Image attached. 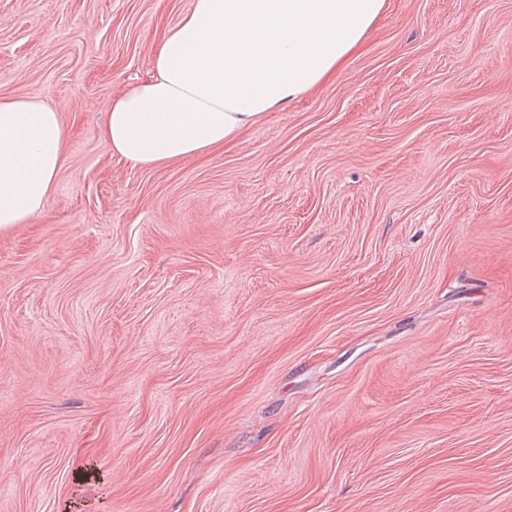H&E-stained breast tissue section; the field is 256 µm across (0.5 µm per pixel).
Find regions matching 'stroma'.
Wrapping results in <instances>:
<instances>
[{"mask_svg": "<svg viewBox=\"0 0 512 512\" xmlns=\"http://www.w3.org/2000/svg\"><path fill=\"white\" fill-rule=\"evenodd\" d=\"M191 0H0L68 131L0 232V512H512V0H388L334 77L133 168Z\"/></svg>", "mask_w": 512, "mask_h": 512, "instance_id": "35a3bbf8", "label": "stroma"}]
</instances>
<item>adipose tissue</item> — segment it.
I'll list each match as a JSON object with an SVG mask.
<instances>
[{
  "label": "adipose tissue",
  "mask_w": 512,
  "mask_h": 512,
  "mask_svg": "<svg viewBox=\"0 0 512 512\" xmlns=\"http://www.w3.org/2000/svg\"><path fill=\"white\" fill-rule=\"evenodd\" d=\"M386 0H192L163 31L150 76L120 88L102 136L134 167L235 141L329 77ZM66 128L37 95L0 97V231L43 214Z\"/></svg>",
  "instance_id": "obj_1"
}]
</instances>
